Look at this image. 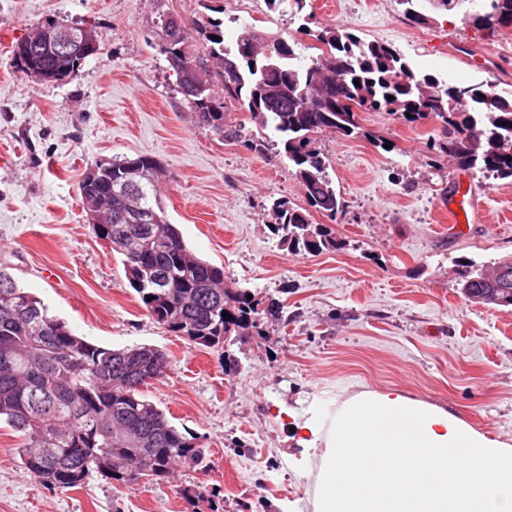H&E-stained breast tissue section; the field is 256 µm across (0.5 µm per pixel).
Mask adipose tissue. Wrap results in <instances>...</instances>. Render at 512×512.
I'll return each instance as SVG.
<instances>
[{"label": "adipose tissue", "instance_id": "adipose-tissue-1", "mask_svg": "<svg viewBox=\"0 0 512 512\" xmlns=\"http://www.w3.org/2000/svg\"><path fill=\"white\" fill-rule=\"evenodd\" d=\"M292 426L312 512H512V443L444 406L362 389Z\"/></svg>", "mask_w": 512, "mask_h": 512}]
</instances>
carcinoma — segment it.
Masks as SVG:
<instances>
[{
  "label": "carcinoma",
  "mask_w": 512,
  "mask_h": 512,
  "mask_svg": "<svg viewBox=\"0 0 512 512\" xmlns=\"http://www.w3.org/2000/svg\"><path fill=\"white\" fill-rule=\"evenodd\" d=\"M422 1L433 12L458 11L477 28L512 24V0H401L410 5L417 24L431 21L415 9ZM251 30L245 23L227 38L222 22L208 16L187 22L183 40L196 34L206 54L190 57L197 84L179 88L201 120L226 140L238 141L244 131L242 125L225 124L228 100L254 122L257 133L247 132L254 148L264 146L266 130L278 137L307 203L305 208L281 199L271 204L268 228L275 235L285 232L292 253L317 255L341 246L325 225L311 220L312 210L333 218L345 208L315 136L332 131L371 137L359 122L362 110L399 113L411 122L438 118L443 122L441 153L463 168L512 180V94L418 76L393 45L342 28L319 32L310 47L274 37L269 43L274 60L268 61L249 38ZM35 65L55 82L69 75V62L50 51L38 55ZM217 77L224 85L222 101L212 93ZM128 162H110L112 199L103 203L105 211L122 217L92 230L110 240L121 256L126 278L148 315L205 347L234 333L257 331L262 321L277 317L278 300L264 304L227 287L223 269L187 247L157 194L164 169L123 204L120 191ZM459 285L476 303L512 306V257L490 267L461 266ZM167 366L166 353L153 346L112 349L77 335L19 287L8 264L0 263V421L23 434L18 448L22 468L42 486L79 487L92 467L118 483L161 479L176 463L208 469L206 449L187 439L142 392ZM36 448L51 452L35 458Z\"/></svg>",
  "instance_id": "1"
}]
</instances>
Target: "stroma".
<instances>
[{
    "mask_svg": "<svg viewBox=\"0 0 512 512\" xmlns=\"http://www.w3.org/2000/svg\"><path fill=\"white\" fill-rule=\"evenodd\" d=\"M0 0V262L78 335L113 349L148 344L169 356L143 386L185 437L209 453L207 470L182 466L153 482L90 472L72 490L27 476L18 433L0 428V512H312L307 473L288 466L289 413L329 411L361 389L397 388L460 413L476 430L512 440V308L460 292L461 262L512 255V181L460 167L433 149L441 126L367 110L366 137L325 132L318 147L345 200L335 219L313 213L342 246L294 255L269 229L273 200L305 204L281 146L257 152L199 121L163 54L164 17L215 8L232 33L248 21L312 44L342 27L392 44L415 73L512 93V27L478 30L456 11L415 24L399 0H307L303 12L251 0ZM49 20L95 24L99 52L63 83L26 76L13 44ZM140 154L168 172L158 196L197 256L226 284L276 298L279 319L205 348L148 315L119 255L96 237L80 182L99 160ZM480 191L485 224L463 235L438 223L457 177Z\"/></svg>",
    "mask_w": 512,
    "mask_h": 512,
    "instance_id": "obj_1",
    "label": "stroma"
}]
</instances>
